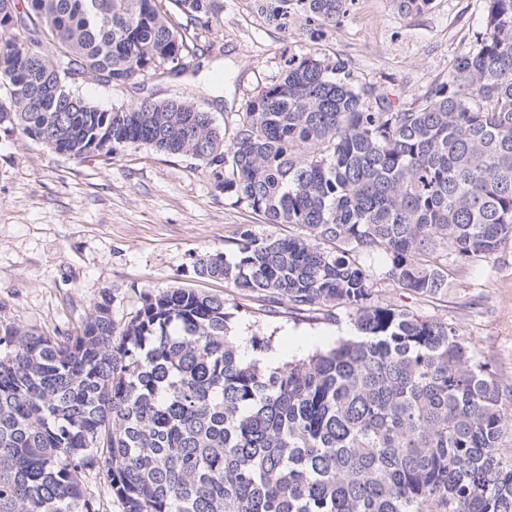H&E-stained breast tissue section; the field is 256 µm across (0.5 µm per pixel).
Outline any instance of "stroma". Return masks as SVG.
Here are the masks:
<instances>
[{"label":"stroma","mask_w":512,"mask_h":512,"mask_svg":"<svg viewBox=\"0 0 512 512\" xmlns=\"http://www.w3.org/2000/svg\"><path fill=\"white\" fill-rule=\"evenodd\" d=\"M218 4L212 31L199 41L203 55L190 58L180 77L148 79L140 90L91 78L80 93L103 109L146 95L189 98L230 131L237 113L278 76L287 52L306 45L347 60L360 82L398 103L447 74L483 15V0H433L411 15L393 0H353L344 22L312 41L301 25L284 30L269 22L255 0ZM244 224L259 234L292 232L215 191L202 162L146 146L74 159L21 133L0 132V311L39 333L77 327L104 293L114 321L126 323L140 291L174 287L227 297L248 356L255 335L270 337L272 351L290 360L348 334V318L284 306L273 312L224 281L193 274L195 255L223 251ZM378 289L384 301L456 326L495 369L512 414V240L493 257L449 262L446 296L424 300L384 283Z\"/></svg>","instance_id":"1"}]
</instances>
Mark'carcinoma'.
Returning <instances> with one entry per match:
<instances>
[{
  "label": "carcinoma",
  "instance_id": "1",
  "mask_svg": "<svg viewBox=\"0 0 512 512\" xmlns=\"http://www.w3.org/2000/svg\"><path fill=\"white\" fill-rule=\"evenodd\" d=\"M256 2L314 34L350 0ZM483 2L473 45L412 101L290 50L227 141L193 101L107 112L70 80L181 74L217 0H0L1 131L74 158L204 163L215 191L295 232L242 226L193 273L355 330L272 368L241 353L226 298L184 288L142 291L122 326L106 294L54 336L0 317V512H99L82 474L100 463L124 512H512L496 372L374 288L445 295L448 257L512 238V0Z\"/></svg>",
  "mask_w": 512,
  "mask_h": 512
}]
</instances>
